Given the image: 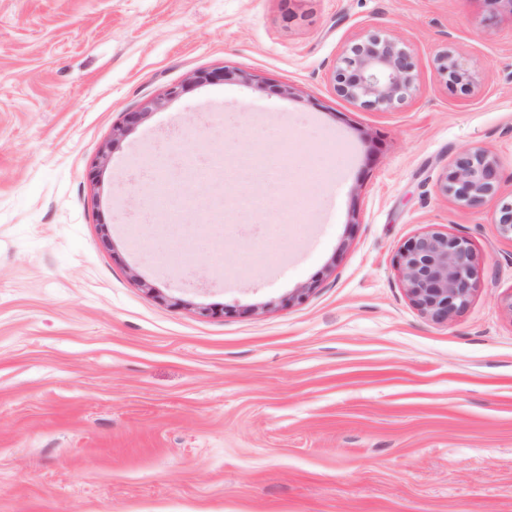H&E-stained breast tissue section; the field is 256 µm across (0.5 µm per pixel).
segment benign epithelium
I'll return each mask as SVG.
<instances>
[{
    "mask_svg": "<svg viewBox=\"0 0 512 512\" xmlns=\"http://www.w3.org/2000/svg\"><path fill=\"white\" fill-rule=\"evenodd\" d=\"M437 70L448 83L462 85L464 73L446 51L438 53ZM336 94L366 108H390L405 100L416 81L412 52L399 41L376 31L366 32L337 58L331 72ZM152 104L126 112L113 129L112 141L134 129L151 114ZM498 187L496 161L482 148L469 149L454 161V171L440 185L460 206H482ZM403 287L412 304L435 323L464 311L480 283V269L469 240L425 230L409 240L398 257Z\"/></svg>",
    "mask_w": 512,
    "mask_h": 512,
    "instance_id": "1",
    "label": "benign epithelium"
}]
</instances>
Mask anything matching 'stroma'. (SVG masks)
Instances as JSON below:
<instances>
[{
  "label": "stroma",
  "mask_w": 512,
  "mask_h": 512,
  "mask_svg": "<svg viewBox=\"0 0 512 512\" xmlns=\"http://www.w3.org/2000/svg\"><path fill=\"white\" fill-rule=\"evenodd\" d=\"M371 30L416 62L390 109L330 80ZM509 201L488 0H0V512H512ZM429 228L484 271L443 324L397 265ZM437 70L441 75L448 77L449 84H462L464 81V73L460 68L456 59L448 54V50L441 51L438 53L437 58ZM464 92L470 91V83L462 84ZM152 106V103H147L139 111L124 113L123 120L120 125L113 129L112 142L101 150L95 165L96 168L100 169V167H104L108 163L114 143L119 140L125 132L133 130L135 127L143 123L147 116L152 113ZM454 171L440 185L446 196L460 206L475 209L482 206L498 187L496 161L482 148L465 150L454 161Z\"/></svg>",
  "instance_id": "35a3bbf8"
}]
</instances>
